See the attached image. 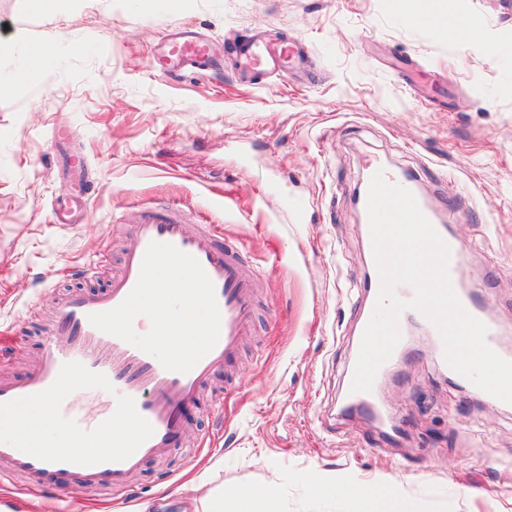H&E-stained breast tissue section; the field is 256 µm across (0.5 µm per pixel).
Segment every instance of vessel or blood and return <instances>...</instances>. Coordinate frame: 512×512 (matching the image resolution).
Listing matches in <instances>:
<instances>
[{
  "label": "vessel or blood",
  "mask_w": 512,
  "mask_h": 512,
  "mask_svg": "<svg viewBox=\"0 0 512 512\" xmlns=\"http://www.w3.org/2000/svg\"><path fill=\"white\" fill-rule=\"evenodd\" d=\"M212 55L210 38L184 28L168 36L153 60L160 75L177 77L204 69ZM296 57L293 43L259 39L239 55L238 66L264 74L274 64L284 73ZM53 143L82 202H89L93 186L84 159L71 151L62 132H54ZM132 221L119 267L105 289L54 297L55 337L46 342L36 368L24 381H0V482L52 472L73 476L78 492L126 493L129 476L145 460L182 447L187 409L197 404L217 371L231 368L251 336L257 280L217 226L189 221L175 205L141 208ZM436 231L450 248L455 293L469 314L486 322L487 342L498 348L500 327L463 285L465 259L458 240L446 225ZM166 268L183 282L170 305L183 315L198 312L202 322V342L183 356L159 352L133 337L146 309L149 278ZM88 389L104 404L93 415L80 402ZM38 411L48 412L59 430L86 444V451L51 454L33 445L23 422ZM129 422L135 425L130 432L124 429ZM107 429L112 432L108 445L102 437Z\"/></svg>",
  "instance_id": "1"
}]
</instances>
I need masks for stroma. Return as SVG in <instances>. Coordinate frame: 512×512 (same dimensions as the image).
<instances>
[{
  "instance_id": "35a3bbf8",
  "label": "stroma",
  "mask_w": 512,
  "mask_h": 512,
  "mask_svg": "<svg viewBox=\"0 0 512 512\" xmlns=\"http://www.w3.org/2000/svg\"><path fill=\"white\" fill-rule=\"evenodd\" d=\"M391 0H175L159 12L138 0H72L35 15L0 0V377L23 379L47 340L24 324L50 315L54 295L103 289L87 266L116 265L140 206L179 204L221 227L265 284L252 348L234 363L241 385L223 415L207 399L188 421L210 439L192 457L146 461L126 498L44 476V489L0 483V512H138L174 503L195 476L202 495L244 483L279 488L275 512H353L348 491L369 482L414 512H512V407L489 403L440 366L431 336H404L382 380L387 424L342 409L355 330L373 266L362 210L353 205L371 159L410 174L466 254L469 286L512 350V0H465V17L494 34L501 55L462 47ZM179 26L228 44L264 30L293 41L303 62L283 78L242 74L226 47L216 68L170 81L150 52ZM54 54L24 70L18 41ZM65 133L94 178L76 224H56L74 183L52 135ZM320 483L313 495L310 483Z\"/></svg>"
}]
</instances>
